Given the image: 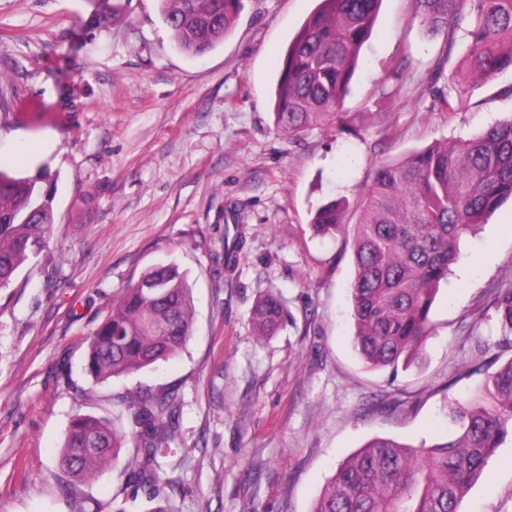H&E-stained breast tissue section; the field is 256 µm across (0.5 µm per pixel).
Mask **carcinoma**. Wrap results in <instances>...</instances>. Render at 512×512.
<instances>
[{
	"label": "carcinoma",
	"instance_id": "cac0c4a2",
	"mask_svg": "<svg viewBox=\"0 0 512 512\" xmlns=\"http://www.w3.org/2000/svg\"><path fill=\"white\" fill-rule=\"evenodd\" d=\"M170 37L183 53L200 56L224 41L245 0H159ZM381 0H320L290 42L279 72L274 116L290 139L314 126L352 132L340 111L364 44L372 35ZM423 26L446 38L451 58L455 35L466 28L463 65L469 78L512 71V0H415ZM473 89L468 78L454 93L433 95V109L456 112L455 97ZM512 199V120L467 140H445L398 162L377 166L366 191L318 206L310 224L320 235L345 228L352 236L350 288L353 343L370 371L408 369L422 356L431 311L442 283L459 260L460 242ZM54 231L52 199L36 184L0 171V287L48 245ZM242 232L224 240V267L236 263ZM503 336L512 334V283L495 290ZM285 316L271 292L258 300L252 327L274 331ZM193 297L187 274L175 264L154 266L123 291L86 339L85 370L96 381L138 372L177 356L192 335ZM448 411L453 435L417 446L374 437L344 460L311 512H459L490 458L512 441V359ZM137 453L123 465L129 479L160 504L157 457L176 434L171 393L131 400ZM127 434L117 421L79 415L57 457L61 473L78 482L118 463Z\"/></svg>",
	"mask_w": 512,
	"mask_h": 512
}]
</instances>
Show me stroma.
<instances>
[{
    "label": "stroma",
    "instance_id": "stroma-1",
    "mask_svg": "<svg viewBox=\"0 0 512 512\" xmlns=\"http://www.w3.org/2000/svg\"><path fill=\"white\" fill-rule=\"evenodd\" d=\"M318 0H246L223 42L181 52L158 0H0V171L53 196L54 234L0 288V512H147L120 471L68 483L56 457L79 414L131 430L127 393H174L179 430L158 474L168 512H310L337 466L371 438L444 439L449 401L488 345L512 359L493 293L512 282V201L441 287L422 362L390 376L352 346V235H317L310 213L355 197L380 162L512 119L505 71L447 115L453 53L414 0H382L343 110L354 134L300 140L274 125L288 45ZM400 76L391 70L399 60ZM441 77H434V69ZM246 238L226 273L224 222ZM187 271L193 334L179 356L96 383L85 340L149 267ZM273 292L288 318L257 339L250 319ZM69 365L76 389L65 388ZM459 512H512V444L489 460Z\"/></svg>",
    "mask_w": 512,
    "mask_h": 512
}]
</instances>
